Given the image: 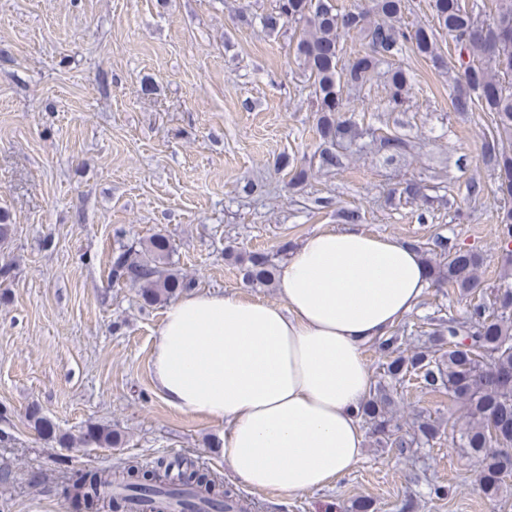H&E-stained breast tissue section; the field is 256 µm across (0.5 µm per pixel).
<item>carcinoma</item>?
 Instances as JSON below:
<instances>
[{
	"instance_id": "1",
	"label": "carcinoma",
	"mask_w": 512,
	"mask_h": 512,
	"mask_svg": "<svg viewBox=\"0 0 512 512\" xmlns=\"http://www.w3.org/2000/svg\"><path fill=\"white\" fill-rule=\"evenodd\" d=\"M477 14L464 0H428L433 26L415 29L402 22L406 0H369L366 7L343 11L333 0H278L276 14L263 19L275 28L280 21L296 25L290 43L295 62L310 81L316 101L319 147L313 159L322 169L342 166L343 152L371 138L378 151L393 158L407 152L409 143L397 132L377 133L352 117L351 99L361 93L375 74L386 79L388 93L381 111L400 109L412 89L411 75L392 59L408 52L445 70L453 83L452 110L459 114L485 112L488 132L480 154L491 172L497 209L498 243L503 273L493 286L490 303L470 306L466 316L439 318L431 323L423 343L410 353L398 345L397 330L372 342L380 355V372L357 416L370 438L403 457L413 448L432 445L446 433L450 421L429 410L414 414L408 430L397 415L399 389L412 382L427 394H446L460 406L465 428L452 444L476 460L477 489L498 500L505 480L512 476V0H488ZM448 34L455 55L447 57L438 42ZM365 41L368 52L342 61L340 33ZM420 251L438 292L453 290L472 296L483 290L480 270L484 256L474 250L447 251L437 238ZM170 240L155 234L146 241L128 243L114 254L111 277L138 289L149 306L167 302L194 288V281L169 269ZM277 265L272 255L247 256L240 271L253 286H268ZM26 420L41 436L65 448L76 444L112 447L121 442L109 426L90 421L78 437L57 433L55 424L37 406L27 409ZM78 512H97L107 504L118 512H243L236 490L210 478L189 459L158 460L145 469L135 460L109 470L76 474L64 488Z\"/></svg>"
}]
</instances>
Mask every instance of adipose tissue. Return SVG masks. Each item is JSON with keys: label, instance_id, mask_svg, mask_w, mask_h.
Segmentation results:
<instances>
[{"label": "adipose tissue", "instance_id": "1", "mask_svg": "<svg viewBox=\"0 0 512 512\" xmlns=\"http://www.w3.org/2000/svg\"><path fill=\"white\" fill-rule=\"evenodd\" d=\"M430 286L408 242L314 233L280 266L279 302L191 291L172 303L154 343L156 391L223 425L224 463L243 484L286 495L334 485L364 455L363 349Z\"/></svg>", "mask_w": 512, "mask_h": 512}]
</instances>
